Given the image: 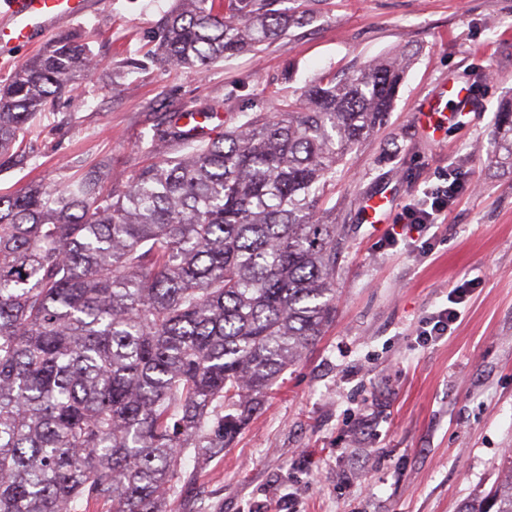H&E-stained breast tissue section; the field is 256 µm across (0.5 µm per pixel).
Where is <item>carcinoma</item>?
Masks as SVG:
<instances>
[{"label": "carcinoma", "mask_w": 512, "mask_h": 512, "mask_svg": "<svg viewBox=\"0 0 512 512\" xmlns=\"http://www.w3.org/2000/svg\"><path fill=\"white\" fill-rule=\"evenodd\" d=\"M277 2L177 0L151 60L257 53L306 17ZM409 57L311 81L208 140L177 113L153 130L155 160L108 192L98 170L0 195V512H169L185 450L218 452L261 410L335 317L342 238L322 205ZM94 58L64 34L0 83V170ZM495 134L512 156V106ZM458 512H512V466Z\"/></svg>", "instance_id": "cac0c4a2"}]
</instances>
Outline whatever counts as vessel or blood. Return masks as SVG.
I'll use <instances>...</instances> for the list:
<instances>
[{
    "label": "vessel or blood",
    "mask_w": 512,
    "mask_h": 512,
    "mask_svg": "<svg viewBox=\"0 0 512 512\" xmlns=\"http://www.w3.org/2000/svg\"><path fill=\"white\" fill-rule=\"evenodd\" d=\"M92 9V0H0V48L32 46Z\"/></svg>",
    "instance_id": "obj_1"
}]
</instances>
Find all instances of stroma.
Segmentation results:
<instances>
[{"label":"stroma","mask_w":512,"mask_h":512,"mask_svg":"<svg viewBox=\"0 0 512 512\" xmlns=\"http://www.w3.org/2000/svg\"><path fill=\"white\" fill-rule=\"evenodd\" d=\"M173 5L107 0L69 24L98 65L74 98L39 113L29 160L0 172V195L99 168L119 185L148 164L147 137L173 113L213 109L217 136L316 77L414 58L325 203L344 226L335 321L224 451L186 453L172 512H458L503 478L512 454V161L492 136L512 100V0H283L313 20L255 54L163 69L145 57ZM446 86L466 92V110L441 99L443 115L420 125V107ZM442 173L477 189L430 229L423 254L416 230L395 220ZM378 195L386 215L372 224L363 205ZM463 282L458 321L422 342L426 318Z\"/></svg>","instance_id":"35a3bbf8"}]
</instances>
